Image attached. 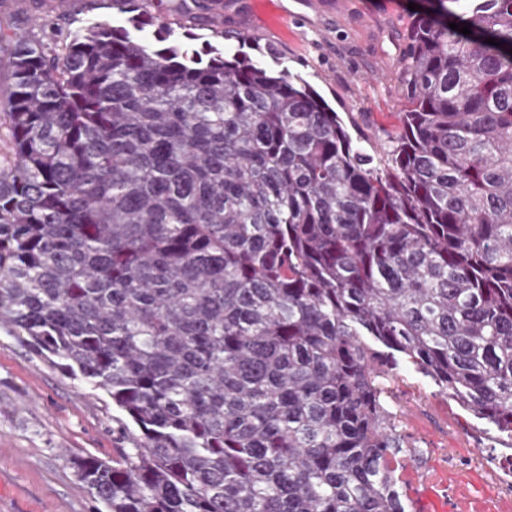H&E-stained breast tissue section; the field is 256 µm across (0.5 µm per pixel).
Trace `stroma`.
Here are the masks:
<instances>
[{
    "instance_id": "obj_1",
    "label": "stroma",
    "mask_w": 512,
    "mask_h": 512,
    "mask_svg": "<svg viewBox=\"0 0 512 512\" xmlns=\"http://www.w3.org/2000/svg\"><path fill=\"white\" fill-rule=\"evenodd\" d=\"M201 13L194 49L213 45L271 71L301 75L338 112L352 113L369 138L399 125L398 79L410 0H217ZM97 21L127 26L109 0H0V36L61 43ZM224 29L216 37L215 29ZM390 407L418 448H477L495 457L501 436L448 400L434 382L401 366ZM112 402L0 332V512H96L76 480L72 455L115 456Z\"/></svg>"
}]
</instances>
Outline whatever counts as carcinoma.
<instances>
[{
  "label": "carcinoma",
  "instance_id": "cac0c4a2",
  "mask_svg": "<svg viewBox=\"0 0 512 512\" xmlns=\"http://www.w3.org/2000/svg\"><path fill=\"white\" fill-rule=\"evenodd\" d=\"M511 49L512 0H426L367 148L213 45L15 36L0 329L124 414L130 447L70 458L97 512H407L404 363L512 440Z\"/></svg>",
  "mask_w": 512,
  "mask_h": 512
}]
</instances>
